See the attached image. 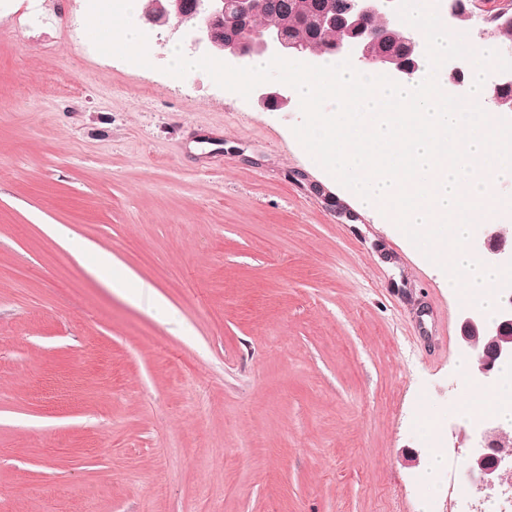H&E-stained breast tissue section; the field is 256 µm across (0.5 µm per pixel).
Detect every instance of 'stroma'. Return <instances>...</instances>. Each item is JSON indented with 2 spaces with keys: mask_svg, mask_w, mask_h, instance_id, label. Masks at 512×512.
Returning <instances> with one entry per match:
<instances>
[{
  "mask_svg": "<svg viewBox=\"0 0 512 512\" xmlns=\"http://www.w3.org/2000/svg\"><path fill=\"white\" fill-rule=\"evenodd\" d=\"M44 5L0 11V512H496L512 484H464L465 308L401 232L342 216L297 99L165 74L182 26L107 59L84 0ZM427 411L458 455L426 506Z\"/></svg>",
  "mask_w": 512,
  "mask_h": 512,
  "instance_id": "stroma-1",
  "label": "stroma"
}]
</instances>
